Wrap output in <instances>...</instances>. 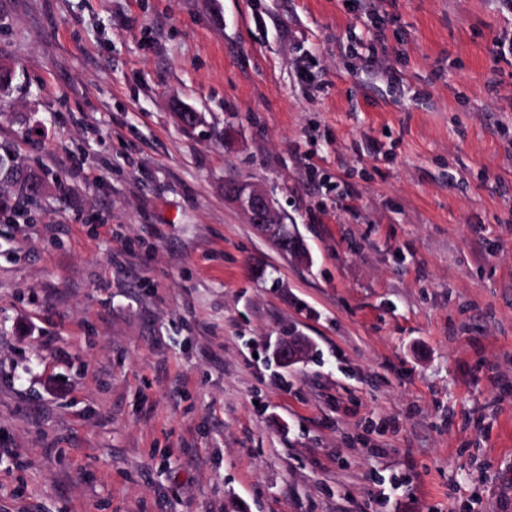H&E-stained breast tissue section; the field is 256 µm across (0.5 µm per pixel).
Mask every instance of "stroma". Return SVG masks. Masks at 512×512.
Returning <instances> with one entry per match:
<instances>
[{
    "mask_svg": "<svg viewBox=\"0 0 512 512\" xmlns=\"http://www.w3.org/2000/svg\"><path fill=\"white\" fill-rule=\"evenodd\" d=\"M502 37L497 0H0L44 180L0 223V512H512ZM233 188L224 184V195L246 214L250 224L261 227L266 237L275 239L280 245L289 243L292 238L288 227L279 222L276 202L266 190L245 181H238Z\"/></svg>",
    "mask_w": 512,
    "mask_h": 512,
    "instance_id": "35a3bbf8",
    "label": "stroma"
}]
</instances>
